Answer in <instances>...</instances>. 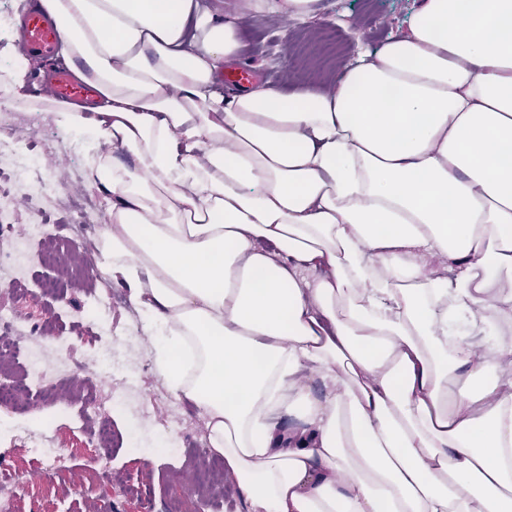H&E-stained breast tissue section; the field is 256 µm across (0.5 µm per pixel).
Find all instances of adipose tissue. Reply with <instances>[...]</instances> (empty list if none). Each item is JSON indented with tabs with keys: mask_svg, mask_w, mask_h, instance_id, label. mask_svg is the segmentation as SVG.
I'll return each mask as SVG.
<instances>
[{
	"mask_svg": "<svg viewBox=\"0 0 512 512\" xmlns=\"http://www.w3.org/2000/svg\"><path fill=\"white\" fill-rule=\"evenodd\" d=\"M40 5L96 92L46 112L110 203L100 272L252 512H512V339L474 351L512 323V0L231 95L204 0Z\"/></svg>",
	"mask_w": 512,
	"mask_h": 512,
	"instance_id": "ef3b65f1",
	"label": "adipose tissue"
}]
</instances>
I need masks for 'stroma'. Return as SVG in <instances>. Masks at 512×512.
I'll return each mask as SVG.
<instances>
[{
    "instance_id": "35a3bbf8",
    "label": "stroma",
    "mask_w": 512,
    "mask_h": 512,
    "mask_svg": "<svg viewBox=\"0 0 512 512\" xmlns=\"http://www.w3.org/2000/svg\"><path fill=\"white\" fill-rule=\"evenodd\" d=\"M421 2L318 0L314 18L304 25L293 23L280 11H270L244 22L237 63L250 69L254 78L271 83L329 82L335 79L340 62L357 47L376 48L391 29L405 24ZM0 131L10 149L32 150L41 156L56 190L38 206L52 219L65 220L69 197L95 200L82 240L83 245H93L109 221V204L88 183L66 132L50 117L33 126L31 112L21 106L0 111ZM59 274V269L35 265V287L2 295L0 301L18 309L28 329L38 326L55 304L40 285ZM94 284L103 297L99 313L122 342V371L103 367L106 340L89 331L68 334L64 347L51 337L29 333L24 341L40 353L48 369L68 365L76 383L85 384L89 397L114 405L115 440L106 448L89 445L67 410L72 396L68 389L58 392L44 422L34 423L29 412L8 414L15 433L42 434L66 459L53 477L62 495L46 496L39 485L20 488L15 512H162L167 502L183 497L187 489L182 458L198 451L196 438L206 431L205 419L197 408L175 413L159 399L167 385L152 365V343L136 327L139 315L127 290L101 278Z\"/></svg>"
}]
</instances>
